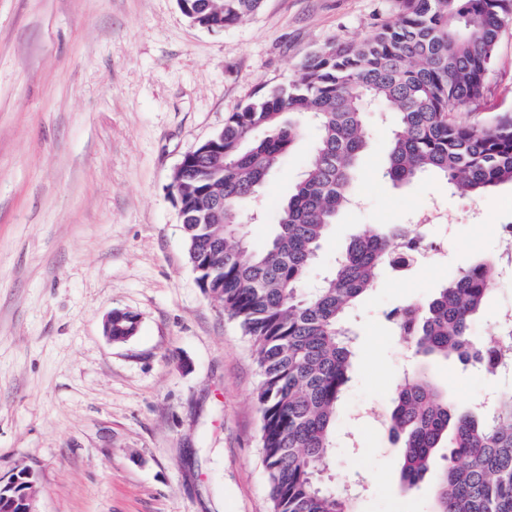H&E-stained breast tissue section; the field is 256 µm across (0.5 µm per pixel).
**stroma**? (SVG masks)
Listing matches in <instances>:
<instances>
[{
    "instance_id": "35a3bbf8",
    "label": "stroma",
    "mask_w": 512,
    "mask_h": 512,
    "mask_svg": "<svg viewBox=\"0 0 512 512\" xmlns=\"http://www.w3.org/2000/svg\"><path fill=\"white\" fill-rule=\"evenodd\" d=\"M391 0H262L221 30L177 0H0V478L28 468L36 512H272L259 437L261 376L250 340L199 287L171 175L229 115L286 84L304 59L361 39ZM512 114V27L500 37L473 121ZM360 205L342 212L314 262L317 279L373 228L414 224L437 205L442 260L387 272L348 316L358 349L340 404L337 485L362 475L358 512H430L434 484L403 489L386 419L406 372L427 365L458 408L512 379L405 350L389 310L428 304L453 271L499 254L512 185L450 194L437 176L380 177L391 136L373 113ZM317 140L304 124L251 207L264 248ZM115 310L138 318L123 342ZM126 315L127 319L132 320V332L125 336L127 334L124 327L128 326L129 323L126 321L118 322L113 321L112 319H116L118 316ZM137 318L135 315L131 314L130 312H123V311H115L113 313H110L105 321L104 325V332L105 335L112 341V338H114L116 341L124 340L133 334H135L137 330ZM126 337V338H125Z\"/></svg>"
}]
</instances>
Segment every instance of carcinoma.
<instances>
[{"mask_svg":"<svg viewBox=\"0 0 512 512\" xmlns=\"http://www.w3.org/2000/svg\"><path fill=\"white\" fill-rule=\"evenodd\" d=\"M395 16L361 40L315 51L285 86L232 113L219 137L224 161L195 159L176 192L189 260L207 291L235 319L253 348L261 382L260 447L272 512H355L353 485L336 488L337 406L356 358L348 313L418 236L398 226L371 229L336 258L329 275L308 284L313 261L336 217L356 200L358 165L371 143L369 107L392 124L382 177L395 185L444 177L452 192L480 198L512 184V116L486 125L459 117L484 97L500 35L512 25V0H394ZM200 23L229 25L261 0H191ZM312 121L317 142L273 234L253 249L241 207L253 200ZM261 129L265 136L252 138ZM493 259L452 274L425 307L403 306L399 335L425 358L453 357L496 373L512 340L478 339L472 325L490 300ZM401 442L400 480L434 482L433 512H512V390L491 410L448 404L423 367L407 374L387 420ZM447 449L436 463L439 449Z\"/></svg>","mask_w":512,"mask_h":512,"instance_id":"1","label":"carcinoma"}]
</instances>
